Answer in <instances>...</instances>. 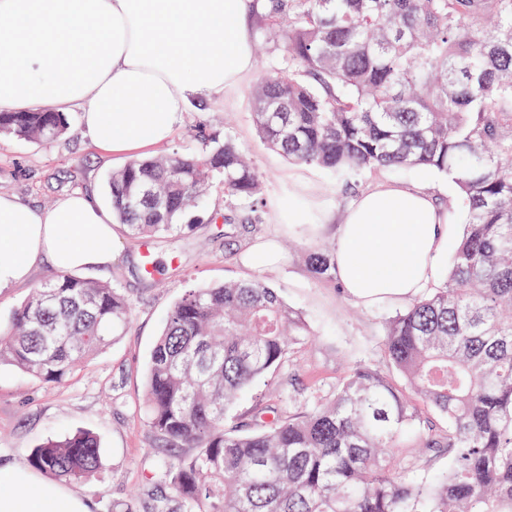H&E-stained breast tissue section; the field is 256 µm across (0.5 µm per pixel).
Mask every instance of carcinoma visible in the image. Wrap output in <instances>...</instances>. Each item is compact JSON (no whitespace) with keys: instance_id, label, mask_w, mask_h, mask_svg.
I'll use <instances>...</instances> for the list:
<instances>
[{"instance_id":"obj_1","label":"carcinoma","mask_w":512,"mask_h":512,"mask_svg":"<svg viewBox=\"0 0 512 512\" xmlns=\"http://www.w3.org/2000/svg\"><path fill=\"white\" fill-rule=\"evenodd\" d=\"M261 41L281 54L252 91L258 136L351 189L356 177L421 168L455 185L464 228L445 281L388 323L387 368L354 363L321 403L271 404L224 425L227 407L281 367L311 332L258 279L191 288L147 361L144 410L156 439L188 453L165 476L186 512H512V0H255ZM56 112H0V136L53 142ZM198 148L137 158L107 188L129 234L170 238L224 189V250L257 231L262 182L231 135L202 126ZM334 248L306 255L336 285ZM131 302L67 272L33 289L0 328V366L46 384L122 335ZM415 394L427 405H413ZM414 448L448 455L421 478ZM58 481L100 469L77 431L33 449Z\"/></svg>"}]
</instances>
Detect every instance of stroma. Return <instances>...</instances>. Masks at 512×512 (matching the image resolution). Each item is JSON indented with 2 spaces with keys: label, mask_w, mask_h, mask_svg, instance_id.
<instances>
[{
  "label": "stroma",
  "mask_w": 512,
  "mask_h": 512,
  "mask_svg": "<svg viewBox=\"0 0 512 512\" xmlns=\"http://www.w3.org/2000/svg\"><path fill=\"white\" fill-rule=\"evenodd\" d=\"M253 73L224 101L194 107L173 138L155 147L162 155L195 147L196 125L230 134L261 175L264 203L260 234L275 231L283 260L269 270L248 254L249 240L233 253L224 250V221L199 225L175 238L133 239L117 232V257L107 268L89 267L78 275L121 288L133 304L128 330L88 360L66 383L51 386L10 366L0 367V466L29 462L33 448L47 439L78 430L101 441L102 466L75 488L91 501L92 512H183L167 483L165 466L174 457L163 450L144 415L145 370L149 353L173 303L189 288L231 280L259 279L277 288L289 305L302 311L312 338L294 346L271 380L255 384L229 409L244 420L258 407L274 403L280 385L292 383L309 405L328 399L350 363L362 360L381 368L385 325L398 308H366L342 288L314 279L295 255L334 242L336 213L354 191L337 186L325 171L288 162L271 150L253 125L251 92L276 65L272 49L255 54ZM66 135L50 143L0 136V190L48 207L60 197L85 191L109 207L106 179L127 158L99 151L82 127V115H69ZM377 183H426L448 202V242L461 235L464 210L444 176L412 169L363 174L358 188ZM357 188V189H358Z\"/></svg>",
  "instance_id": "obj_1"
}]
</instances>
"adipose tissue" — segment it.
Listing matches in <instances>:
<instances>
[{
    "label": "adipose tissue",
    "instance_id": "adipose-tissue-1",
    "mask_svg": "<svg viewBox=\"0 0 512 512\" xmlns=\"http://www.w3.org/2000/svg\"><path fill=\"white\" fill-rule=\"evenodd\" d=\"M253 0H0V112L80 110L105 152L167 142L192 105L219 101L255 68ZM0 292L47 261L73 271L114 259L112 215L75 193L39 208L0 192ZM448 210L426 184H383L343 207L336 280L367 308L434 283ZM0 512H90L87 498L24 467Z\"/></svg>",
    "mask_w": 512,
    "mask_h": 512
}]
</instances>
